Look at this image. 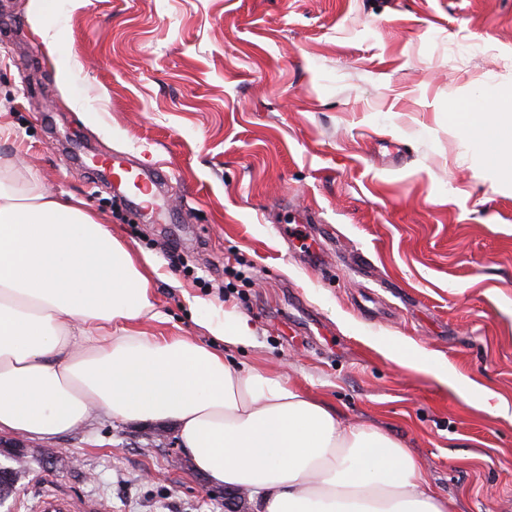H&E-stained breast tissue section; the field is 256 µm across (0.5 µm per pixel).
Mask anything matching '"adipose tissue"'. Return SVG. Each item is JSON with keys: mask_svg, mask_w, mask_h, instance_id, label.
I'll use <instances>...</instances> for the list:
<instances>
[{"mask_svg": "<svg viewBox=\"0 0 512 512\" xmlns=\"http://www.w3.org/2000/svg\"><path fill=\"white\" fill-rule=\"evenodd\" d=\"M470 133L492 168L512 169L496 119ZM154 270L82 200L0 178V433L49 440L96 412L171 420L194 467L262 512H448L390 436L279 372L228 363L224 347L251 341L244 318L202 319L209 345L146 330L162 319Z\"/></svg>", "mask_w": 512, "mask_h": 512, "instance_id": "adipose-tissue-1", "label": "adipose tissue"}]
</instances>
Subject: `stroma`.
I'll use <instances>...</instances> for the list:
<instances>
[{
  "label": "stroma",
  "mask_w": 512,
  "mask_h": 512,
  "mask_svg": "<svg viewBox=\"0 0 512 512\" xmlns=\"http://www.w3.org/2000/svg\"><path fill=\"white\" fill-rule=\"evenodd\" d=\"M483 90L512 102V0H0V171L151 256L150 331L246 318L226 361L402 443L448 512H512V172L466 132ZM112 156L162 172L155 206L97 175ZM23 451L0 512H227L171 421L99 414Z\"/></svg>",
  "instance_id": "stroma-1"
}]
</instances>
